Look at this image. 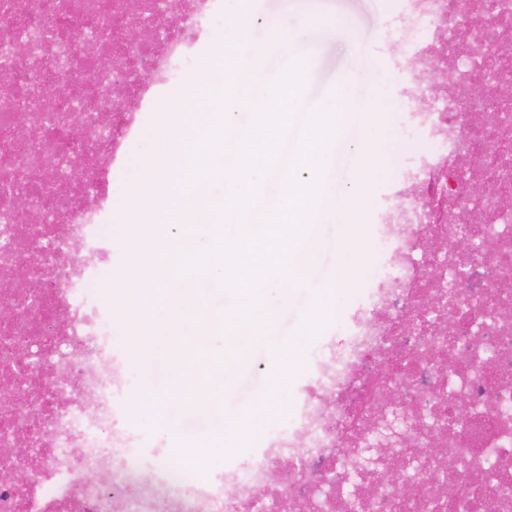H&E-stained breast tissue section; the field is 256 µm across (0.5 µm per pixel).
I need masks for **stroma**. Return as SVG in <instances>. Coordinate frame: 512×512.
<instances>
[{"label": "stroma", "mask_w": 512, "mask_h": 512, "mask_svg": "<svg viewBox=\"0 0 512 512\" xmlns=\"http://www.w3.org/2000/svg\"><path fill=\"white\" fill-rule=\"evenodd\" d=\"M399 0H229L230 13H245L250 18L248 30H234L233 36L239 54L234 86L237 94H244L251 83L262 79L273 82L290 60L311 59L305 72V88L300 102L299 117H306L315 107L330 101L333 93L347 84L356 70L365 71L367 78L353 95L348 107V122L357 123L361 135L355 139L351 152L360 165L374 164L372 187L381 191L389 172L400 154V145L394 128V114L389 108L399 85L413 82L409 72L397 77L380 71L388 56L400 50L396 37L387 35L385 27L391 10ZM345 20L351 25L349 42L322 38V25ZM307 30L305 38H297L299 30ZM214 39L201 42L197 48L200 71L206 72L205 88H192L179 83L167 87L166 98L185 97L187 110L193 119L212 112L209 99L212 91L225 80L223 70L217 69L213 56ZM142 134L140 147L130 158L126 173V194L116 198L106 217L113 239H121L127 224L130 201L139 200L146 190L148 158L154 153L164 132L163 115L144 112L140 115ZM325 185L334 189L333 204L318 209L312 227L293 259L295 269L303 278L300 287L291 289L287 299L277 308L275 316L266 325L263 337L224 332L214 327L208 345L196 347L191 338L175 336L166 350L135 349L131 329L120 313H113L117 346L127 352L130 368L138 382L131 394L139 399L153 394L166 399L165 413L153 411L141 414L140 421L151 439L162 438L171 448L207 446L224 449L225 460H232L255 447V436H243L225 427V416L237 421H253L259 407H266L268 417L291 425L295 417L290 410L294 384L304 370V362L297 347L299 336L320 335L326 315L354 302L359 281L345 288L336 282L342 270L360 268L369 261L367 247L373 235L377 216L373 205H366L354 223L346 224L340 218V199L354 191L350 178H337L334 166H327ZM232 348L242 349L246 357L234 375L231 390L218 399L215 414L189 412L187 394L164 384L151 383L147 378L149 367H162L166 362L180 359L197 372L198 380H205L208 371H220L225 353ZM281 364L288 371L287 380L272 386L270 375L273 364Z\"/></svg>", "instance_id": "35a3bbf8"}]
</instances>
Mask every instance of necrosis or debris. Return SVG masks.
<instances>
[{
  "label": "necrosis or debris",
  "mask_w": 512,
  "mask_h": 512,
  "mask_svg": "<svg viewBox=\"0 0 512 512\" xmlns=\"http://www.w3.org/2000/svg\"><path fill=\"white\" fill-rule=\"evenodd\" d=\"M225 20L224 0H142L135 15L127 0H0V512H512V102L497 95L512 80V0L392 11L390 71L436 59L448 81L394 102L402 151L375 199L373 260L322 339H299L298 427L271 422L257 448L204 467L197 449L144 447L98 293L103 214L140 113L165 106ZM462 31L484 54L457 48ZM477 81L480 96H461ZM60 83L68 96L45 110ZM462 232L468 251L431 249ZM399 412L400 438L375 449Z\"/></svg>",
  "instance_id": "1"
}]
</instances>
